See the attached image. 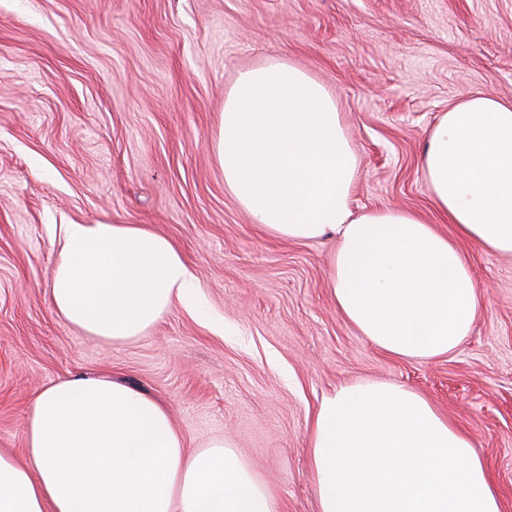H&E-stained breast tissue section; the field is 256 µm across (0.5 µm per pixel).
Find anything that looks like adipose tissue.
<instances>
[{"instance_id": "1", "label": "adipose tissue", "mask_w": 512, "mask_h": 512, "mask_svg": "<svg viewBox=\"0 0 512 512\" xmlns=\"http://www.w3.org/2000/svg\"><path fill=\"white\" fill-rule=\"evenodd\" d=\"M224 184L254 223L291 241L332 234L330 291L342 317L388 355L421 361L469 336L483 294L459 241L512 253V103L449 107L422 157L433 207L353 214L357 159L336 103L308 73H242L214 145ZM192 277L177 247L142 224H67L49 299L83 332L141 337ZM23 458L0 451V512H281L276 491L223 440L188 452L169 410L112 378L71 377L28 402ZM319 512H502L471 436L418 392L340 387L307 438Z\"/></svg>"}]
</instances>
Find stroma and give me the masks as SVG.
<instances>
[{
	"label": "stroma",
	"instance_id": "35a3bbf8",
	"mask_svg": "<svg viewBox=\"0 0 512 512\" xmlns=\"http://www.w3.org/2000/svg\"><path fill=\"white\" fill-rule=\"evenodd\" d=\"M320 81L358 159L352 209L438 223L421 159L448 108L512 102V0H0V448L22 456L30 397L116 377L167 405L189 450L224 439L318 512L308 428L340 386L385 381L468 432L512 512V255L464 244L484 293L469 336L431 361L379 350L337 312L334 237L252 224L213 151L241 72ZM143 224L195 286L144 336L109 343L53 310L63 225Z\"/></svg>",
	"mask_w": 512,
	"mask_h": 512
}]
</instances>
